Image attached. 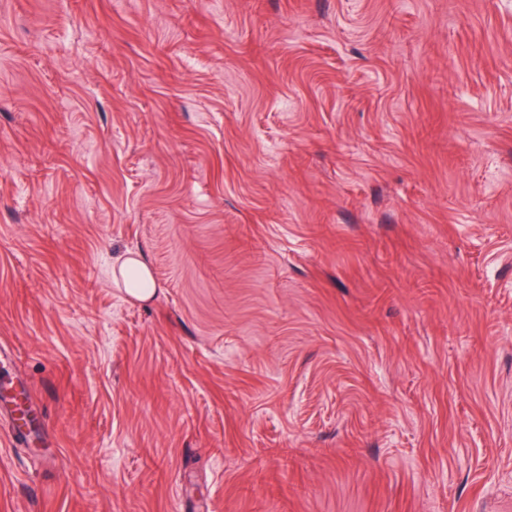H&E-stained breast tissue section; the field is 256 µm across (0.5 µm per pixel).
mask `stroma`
Instances as JSON below:
<instances>
[{
  "label": "stroma",
  "mask_w": 512,
  "mask_h": 512,
  "mask_svg": "<svg viewBox=\"0 0 512 512\" xmlns=\"http://www.w3.org/2000/svg\"><path fill=\"white\" fill-rule=\"evenodd\" d=\"M7 384L0 512H512V0H0ZM118 270L128 294L141 301L152 299L156 293V281L142 255L123 256L117 259ZM19 394H2V400L0 395V415L9 417L13 441L26 439L32 426L39 423L37 417L29 409L21 408L24 402H19Z\"/></svg>",
  "instance_id": "obj_1"
}]
</instances>
